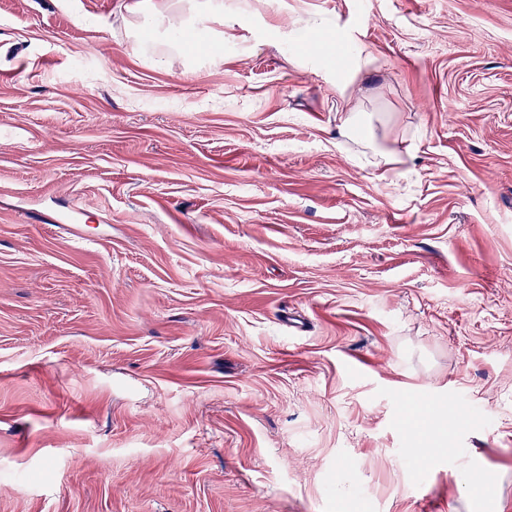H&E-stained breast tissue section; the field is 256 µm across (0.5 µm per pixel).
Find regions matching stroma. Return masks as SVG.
Wrapping results in <instances>:
<instances>
[{"label": "stroma", "instance_id": "stroma-1", "mask_svg": "<svg viewBox=\"0 0 512 512\" xmlns=\"http://www.w3.org/2000/svg\"><path fill=\"white\" fill-rule=\"evenodd\" d=\"M128 2L0 0V512H512V0ZM153 14L168 30L179 34V38L169 43L168 51L160 58V63L166 67H171L174 63L181 64L192 53L189 48L190 40L204 37L205 32L197 28L196 22L184 17L182 1L174 4L172 1L164 0L160 7L153 5ZM371 63V54L366 51L364 46L358 45L354 54L348 61L346 68L336 69V78L334 81L335 90L345 94L348 88L354 83L357 76Z\"/></svg>", "mask_w": 512, "mask_h": 512}]
</instances>
